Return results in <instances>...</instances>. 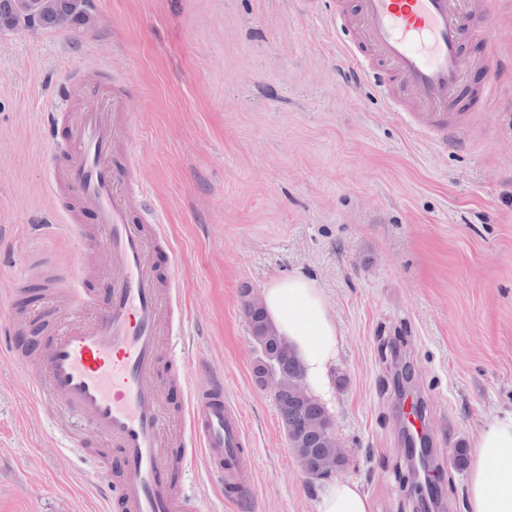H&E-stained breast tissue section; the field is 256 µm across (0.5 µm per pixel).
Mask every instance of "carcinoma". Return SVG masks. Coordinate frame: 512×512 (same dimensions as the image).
<instances>
[{"label": "carcinoma", "mask_w": 512, "mask_h": 512, "mask_svg": "<svg viewBox=\"0 0 512 512\" xmlns=\"http://www.w3.org/2000/svg\"><path fill=\"white\" fill-rule=\"evenodd\" d=\"M91 23L90 0H0V32L38 26L56 29ZM241 305L249 323L257 354L256 381L276 386L274 402L288 448L303 472L343 470L348 459L336 447L331 417L324 405L311 396L302 397L303 368L295 351L277 334L263 308L242 293Z\"/></svg>", "instance_id": "cac0c4a2"}]
</instances>
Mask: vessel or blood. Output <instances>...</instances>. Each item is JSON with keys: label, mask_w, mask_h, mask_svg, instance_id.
Segmentation results:
<instances>
[{"label": "vessel or blood", "mask_w": 512, "mask_h": 512, "mask_svg": "<svg viewBox=\"0 0 512 512\" xmlns=\"http://www.w3.org/2000/svg\"><path fill=\"white\" fill-rule=\"evenodd\" d=\"M463 14L459 0H360L343 53L362 69L377 65L394 76L418 105V125L442 132L456 124L472 66L463 51ZM62 121L69 133L51 142L49 192L75 195L77 207L60 202L73 235L83 234L79 211L93 214L110 292L100 303L74 291L59 329L38 353L32 390L111 442L118 480L104 493L121 512H202L197 498L175 487L166 453L171 439L162 406L168 381L158 372L160 336L167 321L173 342L181 340L183 284L161 274L160 258L177 257L178 250L137 194L138 158H114L115 143L131 127L125 92L116 87L111 98L48 117L52 128ZM181 387L187 398L182 464L203 454L237 500L251 497L254 460L241 411L224 395L223 376L201 361L182 371ZM406 429L404 449L428 452L433 440L424 420L407 421Z\"/></svg>", "instance_id": "1"}]
</instances>
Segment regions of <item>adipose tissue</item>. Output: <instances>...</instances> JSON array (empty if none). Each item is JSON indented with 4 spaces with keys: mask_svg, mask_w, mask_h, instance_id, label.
I'll use <instances>...</instances> for the list:
<instances>
[{
    "mask_svg": "<svg viewBox=\"0 0 512 512\" xmlns=\"http://www.w3.org/2000/svg\"><path fill=\"white\" fill-rule=\"evenodd\" d=\"M262 299L269 320L299 356L311 393L330 398L343 336L321 288L295 273L273 280ZM474 448L468 512H512V414L483 426ZM318 512H372V503L357 483L337 481L323 495Z\"/></svg>",
    "mask_w": 512,
    "mask_h": 512,
    "instance_id": "obj_1",
    "label": "adipose tissue"
}]
</instances>
